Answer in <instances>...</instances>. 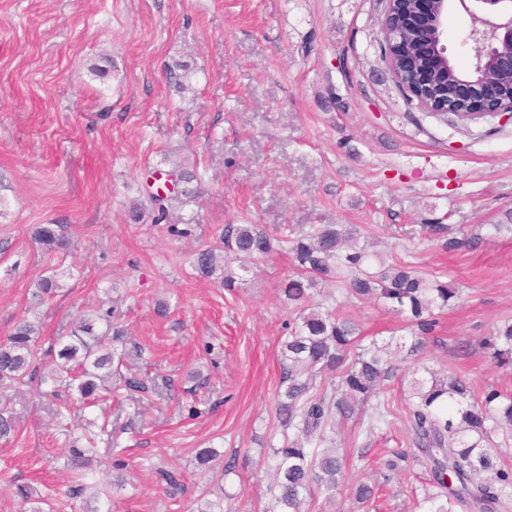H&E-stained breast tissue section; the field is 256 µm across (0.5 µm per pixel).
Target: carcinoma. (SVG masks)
<instances>
[{"label": "carcinoma", "instance_id": "obj_1", "mask_svg": "<svg viewBox=\"0 0 512 512\" xmlns=\"http://www.w3.org/2000/svg\"><path fill=\"white\" fill-rule=\"evenodd\" d=\"M187 191H171L166 197L148 194L146 204L136 206L131 217L147 216L177 238L191 235L188 225L171 221L173 202ZM35 239L48 254L67 249L68 242L55 224H41ZM360 230L344 224H323L299 230L293 238L274 237L257 224H226L218 234L220 244L200 246L190 256L199 276L215 278L228 291L237 288L233 259L263 260L275 244H289L294 271L285 277L283 292L289 300L308 302L318 282L334 280L344 285L347 299H375L407 315L412 336L400 337L397 351L417 352L423 340L438 326L434 310L448 306L461 295L459 288L426 276L417 266L399 260L384 264L380 255L358 244ZM74 276L73 269L56 266L37 281L34 298L50 301ZM39 328L20 320L0 340V392L15 385L36 383L45 405L56 419L75 406H93L121 396L154 393L171 387L135 373L122 374V364L133 345L126 348L127 329L116 310L98 308L80 319L65 336H57L48 350H38ZM483 348L498 365L512 364V319L497 326L484 338ZM387 347L374 341L359 344L356 325L334 309L316 306L298 326L288 327L281 342L284 391L277 395L275 414L282 427L293 432L282 445L271 449L269 465L275 493L266 512H303L305 499L317 493L330 499L347 464V458L321 448L333 432L336 418H348L367 407L371 413L365 431L369 434L391 424L392 410L384 382L394 366L386 357ZM322 379L316 383V379ZM404 406L407 419L406 445L420 454L428 469L424 486V512H509L512 508V463L499 452L494 437L512 441V394L496 389L476 390L460 376L412 377ZM17 428L15 412L0 404V439ZM95 434L89 429L71 435L66 456L73 472L66 491L70 500L85 496L112 498L108 484L101 483L90 464L96 456ZM157 481L166 492L185 490L181 474L160 469ZM378 486L362 482L354 488L360 504L375 501ZM15 496L29 505L27 512H45L44 499L27 485H18Z\"/></svg>", "mask_w": 512, "mask_h": 512}]
</instances>
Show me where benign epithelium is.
<instances>
[{
	"instance_id": "1",
	"label": "benign epithelium",
	"mask_w": 512,
	"mask_h": 512,
	"mask_svg": "<svg viewBox=\"0 0 512 512\" xmlns=\"http://www.w3.org/2000/svg\"><path fill=\"white\" fill-rule=\"evenodd\" d=\"M465 12L473 64L459 74L448 56V15ZM384 57L409 101L431 112L512 120V95L497 91L512 78V0H386L380 21Z\"/></svg>"
}]
</instances>
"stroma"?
I'll list each match as a JSON object with an SVG mask.
<instances>
[{"label": "stroma", "mask_w": 512, "mask_h": 512, "mask_svg": "<svg viewBox=\"0 0 512 512\" xmlns=\"http://www.w3.org/2000/svg\"><path fill=\"white\" fill-rule=\"evenodd\" d=\"M384 9V0H0V337L25 317L47 341L114 306L141 349L129 371L175 383L106 409L121 429L100 443L96 473L108 478L116 455L128 464L112 512H196L200 498L224 492L226 512H264L271 501L264 459L283 440L280 340L301 305L282 291L283 252L255 262L232 294L197 275L191 251L227 224L278 236L353 225L388 258L463 290L437 312L422 353L397 359L390 427L365 438L359 417L339 422L345 481L309 512H419L410 490L425 484V467L411 457L384 466L405 434L401 376L427 368L512 391V366L495 367L481 345L512 318V122L445 118L407 101L384 58ZM178 165L193 175L172 213L190 224L188 238L130 218L148 174ZM40 224L70 237L64 263L80 272L44 306L31 302L50 263L32 235ZM451 236L478 243L448 252ZM313 300L337 303L378 341L410 333L389 305L348 301L332 284ZM203 401L216 410L188 417ZM12 408L0 512H25L18 484L53 512H78L64 496V432L92 411L48 420L30 386ZM204 448L221 460L198 465ZM230 461L234 473L222 475ZM161 466L184 474L186 493L162 492ZM361 481L384 484L379 502H355Z\"/></svg>", "instance_id": "35a3bbf8"}]
</instances>
